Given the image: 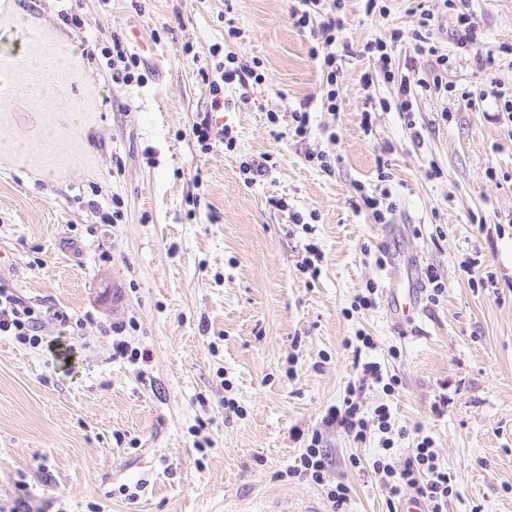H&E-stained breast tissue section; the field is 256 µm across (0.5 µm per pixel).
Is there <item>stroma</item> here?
<instances>
[{"label":"stroma","mask_w":512,"mask_h":512,"mask_svg":"<svg viewBox=\"0 0 512 512\" xmlns=\"http://www.w3.org/2000/svg\"><path fill=\"white\" fill-rule=\"evenodd\" d=\"M291 5L0 0V286L42 313L48 338L0 335V512H330L324 487L288 473L315 434L330 481L352 488L344 512H387L372 470L381 433L357 441L329 420L354 387L363 412L388 405L393 465L430 437L448 512H512V122L497 117L503 98L479 95L495 83L512 96V56L479 67L441 19L462 95H418L407 126L396 85L364 84L361 50L397 27L396 64L414 57L408 4L388 0L380 16L346 0L352 51L330 112ZM470 9L487 42L512 45V0ZM133 28L157 53L127 86L100 50ZM215 44L264 75L223 85L219 107L199 75ZM305 99L301 140L288 123ZM202 119L234 149L201 150ZM320 150L332 171L308 162ZM262 155L268 174L245 183L241 162ZM359 183L389 194L392 223L355 210ZM310 244L315 272L301 268ZM430 267L444 294L398 327L387 289L421 287ZM487 276L493 286L471 287ZM370 285L375 306L352 311ZM120 339L141 359L115 355ZM368 362L398 379L394 394L359 387Z\"/></svg>","instance_id":"stroma-1"}]
</instances>
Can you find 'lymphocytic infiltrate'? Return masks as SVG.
I'll return each instance as SVG.
<instances>
[{"mask_svg":"<svg viewBox=\"0 0 512 512\" xmlns=\"http://www.w3.org/2000/svg\"><path fill=\"white\" fill-rule=\"evenodd\" d=\"M436 2L437 6L433 9L424 7L420 2L408 8L409 13L416 18L412 31L413 51L418 55L432 57L434 61L431 81L417 78L416 68L410 63L406 64L404 74L395 72L394 50L403 38L400 29H391L388 34L368 40L362 48L363 55L372 63L371 70L364 74L365 82L370 83L374 78L380 77L397 84L398 110L406 117L413 114L412 86H419L425 92L433 88L447 93L452 90L447 83L448 57L440 53L435 38L436 13L454 15L458 44L472 52L482 67H493L501 55L512 52L511 46H496L485 41L480 25L469 9V0ZM344 9L345 0H296L290 9V18L295 27L310 29L319 36L317 44L311 46L310 53L321 61L324 88L322 101L330 112L340 109L337 47L345 28ZM44 330V319L39 311L8 289L0 288V334L7 333L15 336L21 344L36 346L42 344ZM330 418L358 440L365 439L368 431L373 429L382 433V452L373 461L372 469L387 487L390 497H398L403 488L410 487L426 500L428 512H447L448 499L453 488L448 483L447 473L440 467L429 438L418 441L409 460L403 467L397 468L390 462L389 452L393 448V441L390 437L391 413L387 405H378L372 415L367 416L361 412L356 401L349 399L346 400L344 408L332 410ZM326 459L319 436H312L296 465L291 467L290 473L302 479H312L316 484L325 487L326 498L333 512H342L351 489L344 483L334 484L328 480Z\"/></svg>","mask_w":512,"mask_h":512,"instance_id":"lymphocytic-infiltrate-1","label":"lymphocytic infiltrate"}]
</instances>
